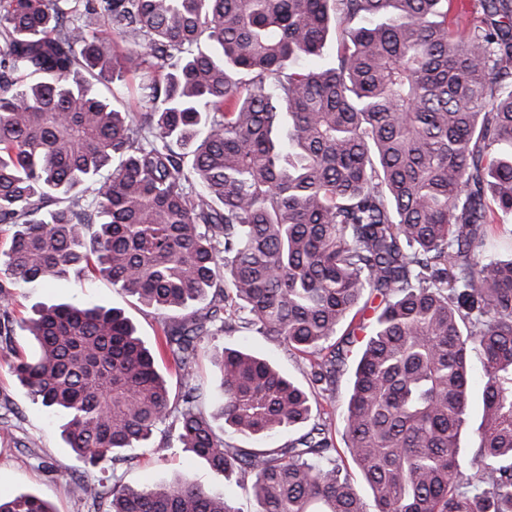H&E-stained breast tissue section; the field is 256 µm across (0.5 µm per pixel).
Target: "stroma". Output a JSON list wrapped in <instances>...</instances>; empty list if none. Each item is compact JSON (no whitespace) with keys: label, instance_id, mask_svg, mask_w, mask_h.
I'll return each instance as SVG.
<instances>
[{"label":"stroma","instance_id":"35a3bbf8","mask_svg":"<svg viewBox=\"0 0 512 512\" xmlns=\"http://www.w3.org/2000/svg\"><path fill=\"white\" fill-rule=\"evenodd\" d=\"M62 302H81L117 308L124 312L148 345H155L164 311L145 306L124 291L112 287L100 277H84L69 282L39 283L18 289L13 319L30 316L34 307ZM11 346L0 344V498L32 493L48 500L57 512H95L92 503L78 500L72 493L75 478L86 476L83 464L60 436V420L21 385L10 370L12 349L32 354L22 330H15ZM244 347L274 362L294 381L307 384L310 364L305 357L289 350L271 336H259L241 328L229 334L205 337L196 366L197 382L203 389L208 410L217 407L220 376L213 364L224 347ZM361 355L359 344H352L341 363L329 391L316 395L318 412L314 419L326 423L342 464L361 495L368 486L346 450L343 417L348 407L354 373ZM181 472L191 483L222 493L239 512H256L248 488L235 480L224 479L209 465L193 460L181 449L170 446L163 436H155L150 447L137 448L131 458L102 473L105 484L120 481L124 485H162L172 472Z\"/></svg>","mask_w":512,"mask_h":512}]
</instances>
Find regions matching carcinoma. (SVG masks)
Segmentation results:
<instances>
[{
  "instance_id": "cac0c4a2",
  "label": "carcinoma",
  "mask_w": 512,
  "mask_h": 512,
  "mask_svg": "<svg viewBox=\"0 0 512 512\" xmlns=\"http://www.w3.org/2000/svg\"><path fill=\"white\" fill-rule=\"evenodd\" d=\"M130 75L137 112L93 91ZM508 213L512 0H0L3 320L16 289L86 272L170 312L224 281L204 316L161 322L155 349L114 308L21 322L37 352L12 373L88 470L162 432L251 481L257 512H368L325 425L256 449L213 426L263 442L308 422L344 325L349 344L368 336L344 434L374 512H512V257L487 251ZM240 327L315 357L308 386L226 347L208 415L202 339ZM472 351L482 410L465 465ZM74 491L107 512H237L178 473ZM0 512L56 509L20 494Z\"/></svg>"
}]
</instances>
